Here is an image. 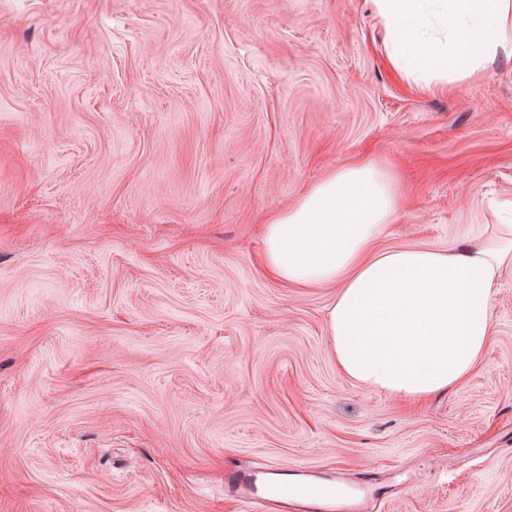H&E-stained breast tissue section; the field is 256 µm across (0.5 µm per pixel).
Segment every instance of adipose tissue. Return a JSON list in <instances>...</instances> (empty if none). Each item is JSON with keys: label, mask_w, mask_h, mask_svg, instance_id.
Listing matches in <instances>:
<instances>
[{"label": "adipose tissue", "mask_w": 512, "mask_h": 512, "mask_svg": "<svg viewBox=\"0 0 512 512\" xmlns=\"http://www.w3.org/2000/svg\"><path fill=\"white\" fill-rule=\"evenodd\" d=\"M388 58L409 78L464 79L512 54V0H372ZM446 38L433 35L434 27ZM397 211L375 163L342 167L275 214L264 237L271 273L296 285H339L329 349L350 380L397 398L461 385L493 333V287L512 268V225L464 249H374Z\"/></svg>", "instance_id": "adipose-tissue-1"}]
</instances>
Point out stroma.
<instances>
[{"label":"stroma","mask_w":512,"mask_h":512,"mask_svg":"<svg viewBox=\"0 0 512 512\" xmlns=\"http://www.w3.org/2000/svg\"><path fill=\"white\" fill-rule=\"evenodd\" d=\"M370 0H0V512H240L226 471L396 478L371 512H512V273L466 382L338 371V289L267 218L380 162L387 250L512 224V55L423 90Z\"/></svg>","instance_id":"stroma-1"}]
</instances>
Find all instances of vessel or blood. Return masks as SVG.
Here are the masks:
<instances>
[{
  "mask_svg": "<svg viewBox=\"0 0 512 512\" xmlns=\"http://www.w3.org/2000/svg\"><path fill=\"white\" fill-rule=\"evenodd\" d=\"M226 487L236 500L254 512H272L293 494L301 496L303 512H326L330 507L336 512H366L382 491L380 484L364 479L357 482L354 494L335 499L323 476L308 470L298 471L290 482L270 480L266 471L259 469L239 470L231 475Z\"/></svg>",
  "mask_w": 512,
  "mask_h": 512,
  "instance_id": "obj_1",
  "label": "vessel or blood"
}]
</instances>
